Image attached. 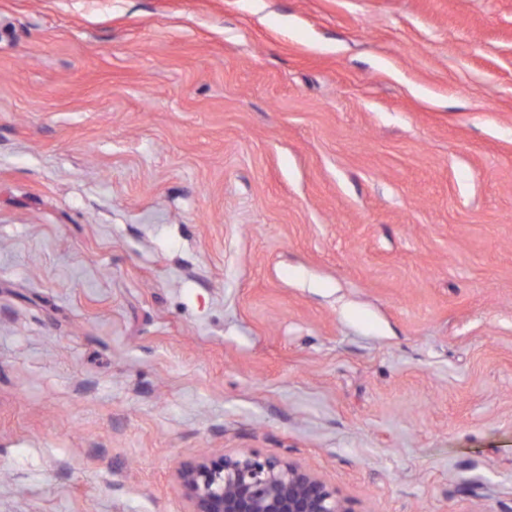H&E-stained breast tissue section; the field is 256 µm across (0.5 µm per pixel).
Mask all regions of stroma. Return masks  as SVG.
<instances>
[{"instance_id": "1", "label": "stroma", "mask_w": 512, "mask_h": 512, "mask_svg": "<svg viewBox=\"0 0 512 512\" xmlns=\"http://www.w3.org/2000/svg\"><path fill=\"white\" fill-rule=\"evenodd\" d=\"M203 450L512 512V0H0V512Z\"/></svg>"}]
</instances>
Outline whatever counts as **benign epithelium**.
Returning a JSON list of instances; mask_svg holds the SVG:
<instances>
[{
  "label": "benign epithelium",
  "instance_id": "1",
  "mask_svg": "<svg viewBox=\"0 0 512 512\" xmlns=\"http://www.w3.org/2000/svg\"><path fill=\"white\" fill-rule=\"evenodd\" d=\"M177 475L190 512H350L335 487L281 456L203 454Z\"/></svg>",
  "mask_w": 512,
  "mask_h": 512
}]
</instances>
